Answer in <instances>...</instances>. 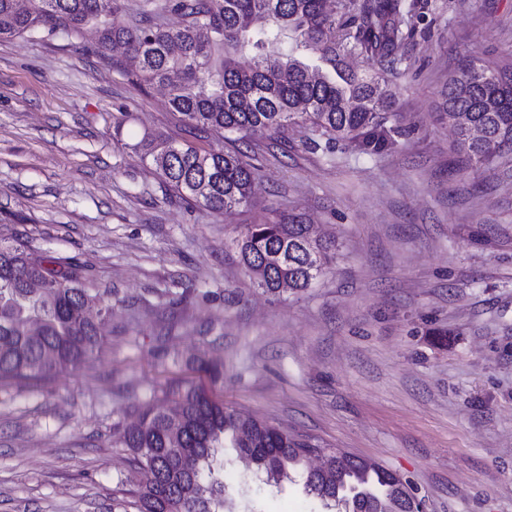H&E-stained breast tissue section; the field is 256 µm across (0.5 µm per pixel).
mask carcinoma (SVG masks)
<instances>
[{
	"instance_id": "carcinoma-1",
	"label": "carcinoma",
	"mask_w": 512,
	"mask_h": 512,
	"mask_svg": "<svg viewBox=\"0 0 512 512\" xmlns=\"http://www.w3.org/2000/svg\"><path fill=\"white\" fill-rule=\"evenodd\" d=\"M419 0H174L170 28L125 13L121 0H0V39L38 33L76 37L90 27L105 55L119 43L138 62L140 87L167 88L166 106L187 125L243 143L304 127L324 138L391 149L396 95L385 71L414 38ZM352 55L383 69L358 72ZM440 108L457 152L490 167L512 158V61L468 56L448 78ZM179 196L226 217L252 207L258 168L240 149L203 151L162 134L131 145ZM236 247L247 274L271 293L304 292L336 260V244L310 235L297 214L268 212L245 225ZM111 305L72 263L0 241V383L48 385L100 347ZM169 405L136 406L117 432L146 479L138 512H224V443L249 455L267 481L298 476L328 512H403L408 485L338 449L329 465L304 462L320 444L224 406L184 382Z\"/></svg>"
}]
</instances>
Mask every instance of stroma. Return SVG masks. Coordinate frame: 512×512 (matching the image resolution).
Wrapping results in <instances>:
<instances>
[{
    "mask_svg": "<svg viewBox=\"0 0 512 512\" xmlns=\"http://www.w3.org/2000/svg\"><path fill=\"white\" fill-rule=\"evenodd\" d=\"M416 24L387 75L395 149L262 142L254 207L229 218L132 152L147 133L218 142L131 83L122 50L97 54L91 28L0 39V239L76 261L112 305L93 358L0 386V512H137L117 428L185 381L409 480L427 512H512V164L456 170L439 109L462 58L512 55V0H427ZM265 208L339 248L305 292L244 271L234 241ZM224 481L236 512H325L230 448Z\"/></svg>",
    "mask_w": 512,
    "mask_h": 512,
    "instance_id": "1",
    "label": "stroma"
}]
</instances>
